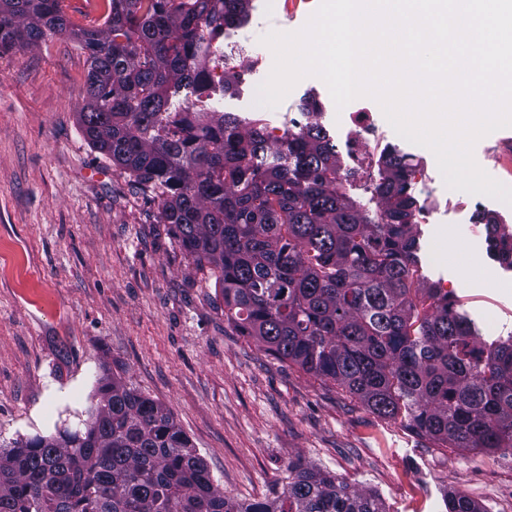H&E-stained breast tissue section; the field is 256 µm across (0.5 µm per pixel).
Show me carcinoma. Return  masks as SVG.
Wrapping results in <instances>:
<instances>
[{"mask_svg":"<svg viewBox=\"0 0 512 512\" xmlns=\"http://www.w3.org/2000/svg\"><path fill=\"white\" fill-rule=\"evenodd\" d=\"M255 0H101L78 25L64 0H0V47L66 33L87 54L79 122L89 143L158 200L159 223L220 286L224 316L275 358L330 381L440 448L512 449V336L491 341L453 295L424 287L410 158L387 148L377 218L337 186L335 146L310 125L269 142L187 101L208 99L213 42ZM512 269V234L483 217ZM84 428L0 447V512H386L380 495L302 463L272 497H224L164 406L105 374ZM448 512H486L467 496Z\"/></svg>","mask_w":512,"mask_h":512,"instance_id":"1","label":"carcinoma"}]
</instances>
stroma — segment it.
I'll use <instances>...</instances> for the list:
<instances>
[{"mask_svg": "<svg viewBox=\"0 0 512 512\" xmlns=\"http://www.w3.org/2000/svg\"><path fill=\"white\" fill-rule=\"evenodd\" d=\"M319 0L253 10L228 37L245 49L236 89L209 109L277 121L307 97L330 132L347 124L326 84L299 80L273 109L262 35L302 29ZM86 55L66 34L0 49V444L82 427L105 369L165 405L225 496L281 489L300 461L378 492L388 512H447L459 492L485 512L512 499V450L460 454L238 335L205 271L157 220L158 204L84 136ZM421 273L453 292L483 335L512 331V281L499 282L486 227L449 214L422 224Z\"/></svg>", "mask_w": 512, "mask_h": 512, "instance_id": "1", "label": "stroma"}]
</instances>
